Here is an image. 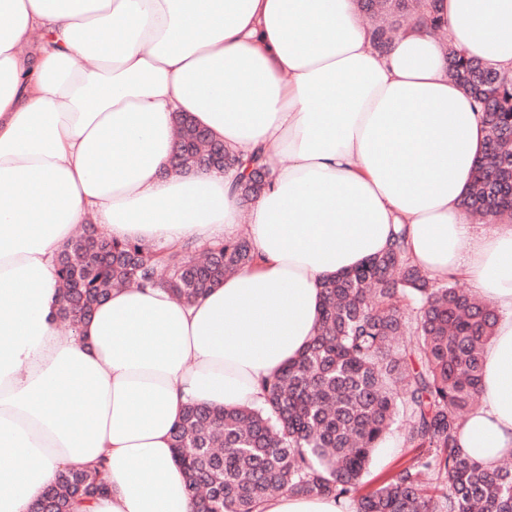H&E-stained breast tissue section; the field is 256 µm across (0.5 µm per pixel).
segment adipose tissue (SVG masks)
I'll return each mask as SVG.
<instances>
[{"instance_id": "obj_1", "label": "adipose tissue", "mask_w": 512, "mask_h": 512, "mask_svg": "<svg viewBox=\"0 0 512 512\" xmlns=\"http://www.w3.org/2000/svg\"><path fill=\"white\" fill-rule=\"evenodd\" d=\"M441 8L446 41L414 22L381 52L355 0H0V512L98 464L111 487L83 512H193L171 447L185 406L259 405L315 336L321 281L399 232L430 278L500 311L459 441L488 466L512 453V222L462 205L486 131L446 63L453 47L512 74V0ZM180 112L263 152L257 198L237 169L173 171ZM87 222L146 246L243 237L256 263L190 304L113 289L62 332L56 256Z\"/></svg>"}]
</instances>
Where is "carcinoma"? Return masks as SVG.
Instances as JSON below:
<instances>
[{
	"label": "carcinoma",
	"instance_id": "1",
	"mask_svg": "<svg viewBox=\"0 0 512 512\" xmlns=\"http://www.w3.org/2000/svg\"><path fill=\"white\" fill-rule=\"evenodd\" d=\"M362 13L384 17L372 27L385 48L407 20L444 25L440 0H359ZM448 73L484 112L486 142L463 205L512 218V76L452 48ZM209 133L178 120L174 154L180 171L204 167ZM236 184L243 201L266 186L261 157ZM190 246L153 250L101 237L86 227L59 251L57 317L72 325L112 289L165 287L192 302L253 264L240 237L193 257ZM316 336L299 358L261 382L257 408L185 407L172 448L189 495L202 512H263L277 493L350 500L356 512H512V470L484 466L458 443L459 423L479 403L483 349L498 311L455 280H433L411 264L397 234L384 253L342 276L324 279ZM412 304L401 308L403 300ZM405 417L406 463L377 488L360 493L372 456L398 415ZM103 466L67 468L37 504L45 512H77L105 494Z\"/></svg>",
	"mask_w": 512,
	"mask_h": 512
}]
</instances>
